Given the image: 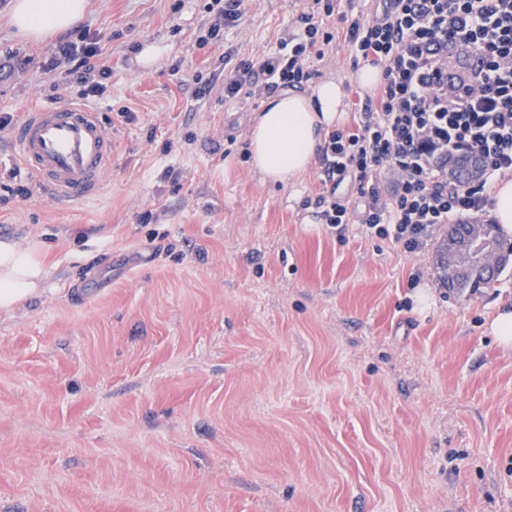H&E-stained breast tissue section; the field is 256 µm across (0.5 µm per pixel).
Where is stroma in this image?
I'll use <instances>...</instances> for the list:
<instances>
[{"label":"stroma","instance_id":"1","mask_svg":"<svg viewBox=\"0 0 512 512\" xmlns=\"http://www.w3.org/2000/svg\"><path fill=\"white\" fill-rule=\"evenodd\" d=\"M209 0H88L77 32L111 68L102 191L61 205L0 132V239L49 246L44 294L0 314V512H512V264L456 294L408 253L321 224L312 164L262 183L263 102L196 95L227 47L249 60L304 0H248L198 45ZM0 0V113L81 101ZM159 43L152 69L136 55ZM313 67L355 100L344 42ZM136 115L128 123L121 108ZM24 192L6 194L10 170ZM489 331L504 346L512 345V309L504 308L489 323Z\"/></svg>","mask_w":512,"mask_h":512}]
</instances>
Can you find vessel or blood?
Instances as JSON below:
<instances>
[{"instance_id":"1","label":"vessel or blood","mask_w":512,"mask_h":512,"mask_svg":"<svg viewBox=\"0 0 512 512\" xmlns=\"http://www.w3.org/2000/svg\"><path fill=\"white\" fill-rule=\"evenodd\" d=\"M18 153L63 201L98 194L112 166V139L95 110L48 105L27 113L14 132Z\"/></svg>"}]
</instances>
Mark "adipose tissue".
Returning <instances> with one entry per match:
<instances>
[{
    "mask_svg": "<svg viewBox=\"0 0 512 512\" xmlns=\"http://www.w3.org/2000/svg\"><path fill=\"white\" fill-rule=\"evenodd\" d=\"M86 0H15L11 23L22 35L45 39L85 17ZM346 117V91L329 78L312 95L284 90L265 102L250 129V157L262 180L288 183L304 175L326 135ZM45 247L0 239V311L11 312L38 298L49 277Z\"/></svg>",
    "mask_w": 512,
    "mask_h": 512,
    "instance_id": "adipose-tissue-1",
    "label": "adipose tissue"
}]
</instances>
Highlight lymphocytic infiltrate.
I'll list each match as a JSON object with an SVG mask.
<instances>
[{
  "mask_svg": "<svg viewBox=\"0 0 512 512\" xmlns=\"http://www.w3.org/2000/svg\"><path fill=\"white\" fill-rule=\"evenodd\" d=\"M339 0H307L297 30L284 33L260 60L210 72L202 88L224 82V97L257 99L300 88L313 59L343 41L352 58L377 66L374 95L356 99L354 125L330 131L320 149L322 193L314 200L324 224L344 235L352 213L338 188L350 183L362 202L369 236L422 250L438 227L485 215L497 179L512 174V0H376L369 17L336 24ZM98 38L59 42L48 68L68 63L84 99L104 95L111 69ZM269 80L259 83L257 73ZM476 158L482 177L449 182L448 161Z\"/></svg>",
  "mask_w": 512,
  "mask_h": 512,
  "instance_id": "obj_1",
  "label": "lymphocytic infiltrate"
}]
</instances>
